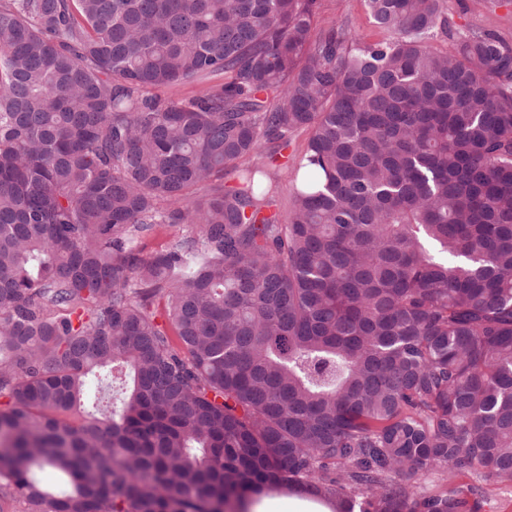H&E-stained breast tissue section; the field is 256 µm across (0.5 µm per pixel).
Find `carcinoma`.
<instances>
[{"instance_id":"obj_1","label":"carcinoma","mask_w":512,"mask_h":512,"mask_svg":"<svg viewBox=\"0 0 512 512\" xmlns=\"http://www.w3.org/2000/svg\"><path fill=\"white\" fill-rule=\"evenodd\" d=\"M365 4L388 38L313 36L320 0H0V512L512 480V49ZM163 224L197 232L143 255Z\"/></svg>"}]
</instances>
